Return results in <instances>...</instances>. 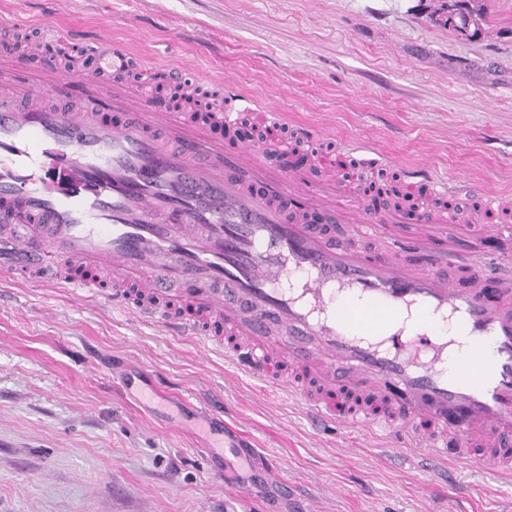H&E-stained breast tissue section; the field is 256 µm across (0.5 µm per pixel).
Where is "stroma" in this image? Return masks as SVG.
I'll use <instances>...</instances> for the list:
<instances>
[{"label":"stroma","instance_id":"1","mask_svg":"<svg viewBox=\"0 0 512 512\" xmlns=\"http://www.w3.org/2000/svg\"><path fill=\"white\" fill-rule=\"evenodd\" d=\"M473 39L432 19L434 0H0V31L109 23L131 56L139 97L177 93L197 71L201 110L227 90L259 96L289 123L321 125L316 154L371 168L346 196L375 206L374 183L474 184L469 209H512V0H484ZM337 241L393 263L412 251L328 223ZM149 370L128 389L116 375ZM192 403H184V396ZM224 411L213 448L199 411ZM280 461L271 483L257 457ZM512 512V474L436 467L368 431L316 425L297 399L259 383L203 343L0 271V512Z\"/></svg>","mask_w":512,"mask_h":512}]
</instances>
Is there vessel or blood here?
Listing matches in <instances>:
<instances>
[{
	"instance_id": "vessel-or-blood-1",
	"label": "vessel or blood",
	"mask_w": 512,
	"mask_h": 512,
	"mask_svg": "<svg viewBox=\"0 0 512 512\" xmlns=\"http://www.w3.org/2000/svg\"><path fill=\"white\" fill-rule=\"evenodd\" d=\"M63 39L83 41L56 27L41 48L0 57L1 270L203 340L317 421L382 431L388 449L512 469V289L482 261L468 285L433 268L448 253L439 225L512 242V224H475L464 208L423 211L402 239L419 254L411 265L339 245L289 221V208L325 204L306 170L267 166L279 139L225 153L212 129L236 124L237 112L193 115L67 72L46 53ZM86 41L105 64L128 58L107 26ZM47 95L83 106L48 108ZM14 96L28 107H13ZM232 164L248 181L226 176ZM335 215L369 237L400 220L359 208ZM448 322L471 350L452 371L438 331Z\"/></svg>"
}]
</instances>
